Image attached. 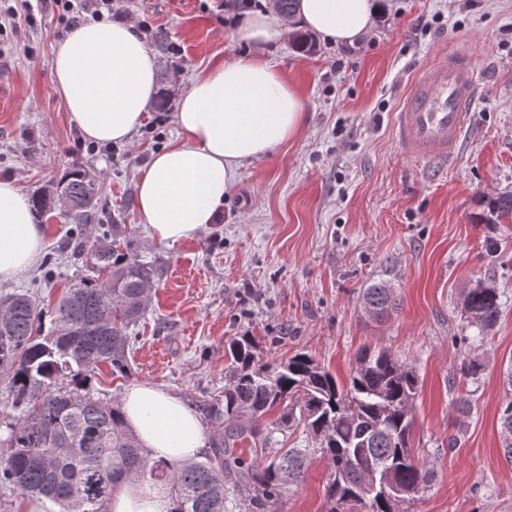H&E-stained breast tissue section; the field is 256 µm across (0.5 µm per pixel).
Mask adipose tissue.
I'll list each match as a JSON object with an SVG mask.
<instances>
[{
  "label": "adipose tissue",
  "instance_id": "obj_1",
  "mask_svg": "<svg viewBox=\"0 0 512 512\" xmlns=\"http://www.w3.org/2000/svg\"><path fill=\"white\" fill-rule=\"evenodd\" d=\"M390 0H299L294 15L251 12L233 37L247 54L197 74L177 100L174 141L156 153L137 184L136 208L151 239L172 245L214 223L241 167L295 138L304 123L297 89L268 52L297 29L339 47H353L389 11ZM160 62L128 25L92 20L73 27L50 60L52 79L70 119L87 139L128 143L157 94ZM44 237L28 196L0 180V285L36 263ZM124 424L153 457L179 465L207 444L203 425L183 398L150 383L127 388ZM167 487H121L112 512H172Z\"/></svg>",
  "mask_w": 512,
  "mask_h": 512
}]
</instances>
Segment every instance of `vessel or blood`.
<instances>
[{
	"mask_svg": "<svg viewBox=\"0 0 512 512\" xmlns=\"http://www.w3.org/2000/svg\"><path fill=\"white\" fill-rule=\"evenodd\" d=\"M477 94L471 60L464 54L421 69L412 79L396 114L394 136L410 157L445 161L461 147Z\"/></svg>",
	"mask_w": 512,
	"mask_h": 512,
	"instance_id": "obj_1",
	"label": "vessel or blood"
}]
</instances>
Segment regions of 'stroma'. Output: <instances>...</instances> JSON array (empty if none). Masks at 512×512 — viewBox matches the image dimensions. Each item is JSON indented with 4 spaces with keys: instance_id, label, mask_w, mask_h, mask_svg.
I'll return each instance as SVG.
<instances>
[{
    "instance_id": "35a3bbf8",
    "label": "stroma",
    "mask_w": 512,
    "mask_h": 512,
    "mask_svg": "<svg viewBox=\"0 0 512 512\" xmlns=\"http://www.w3.org/2000/svg\"><path fill=\"white\" fill-rule=\"evenodd\" d=\"M390 2L357 48L320 41L304 53L287 41L271 51L301 94V132L242 167L214 224L172 245L152 241L141 224L137 182L175 138L171 117L191 79L246 52L231 36L237 15L217 0H122L161 69L156 104L111 156L82 147L54 87L49 62L68 28L61 11L46 6L0 44V180L31 195L73 168L89 171L103 185L104 222L132 253L165 266L137 328L130 376L100 365L95 396L116 401L150 382L194 403L223 390L227 343L243 334L265 361L306 351L342 383L362 347H386L420 377L411 445L434 477L415 512H512V466L499 447L507 400L500 367L512 358V229L470 221L483 198L512 192V0ZM457 50L470 56L478 79L463 146L445 164L407 157L393 137L394 114L415 73ZM38 221L41 258L0 286V299L28 289L49 308L71 279L92 270L87 255L72 252L71 225L46 214ZM478 280L500 289L502 307L479 351L486 368L472 382L460 374L461 302ZM380 281L400 300L385 323L361 304L364 288ZM461 399L467 411H457ZM313 445L303 429L273 430L269 450L312 451L277 512H328L329 468Z\"/></svg>"
}]
</instances>
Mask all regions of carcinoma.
<instances>
[{
	"label": "carcinoma",
	"mask_w": 512,
	"mask_h": 512,
	"mask_svg": "<svg viewBox=\"0 0 512 512\" xmlns=\"http://www.w3.org/2000/svg\"><path fill=\"white\" fill-rule=\"evenodd\" d=\"M62 193L73 201V223L101 221V185L84 170H74ZM481 224L512 223V192L487 198L477 217ZM94 276L68 288L50 311L36 298L14 293L0 312V373L8 377L17 417L5 424L7 450L0 455V484L24 496L50 498L65 512H110L114 493L126 483L169 485L173 512H224L233 479L258 468L247 512H277L284 480L297 481L307 464V449L253 465L230 451V442L256 439L259 419L278 408L276 424L302 426L319 441L331 470L326 488L329 512H340L346 500L360 496L372 469L381 467L403 490V506L416 501L429 486L433 469L409 447L413 423L407 403L418 391L415 368L386 349L357 353L349 383L336 377L306 352L270 364L262 361L252 337L235 336L228 343L231 362L227 385L218 397L195 401L199 417L217 425L218 434L204 459L174 467L154 459L126 429L121 407L92 392L83 369L107 364L112 374L131 370L132 333L145 316L151 290L165 274L156 258L130 255L117 236L105 231L90 251ZM364 306L382 320L398 309L394 289L386 282L364 289ZM501 309L498 289L478 282L462 301V315L477 329L461 337L470 347L481 344L497 324ZM462 374L478 379L485 370L477 357H466ZM504 457L512 464V400L500 418ZM354 512H404L370 498Z\"/></svg>",
	"instance_id": "obj_1"
}]
</instances>
